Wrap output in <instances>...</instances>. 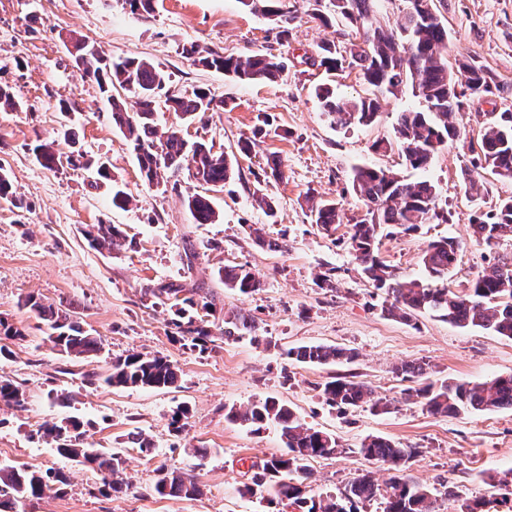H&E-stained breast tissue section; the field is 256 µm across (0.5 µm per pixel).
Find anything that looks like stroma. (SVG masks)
<instances>
[{
	"label": "stroma",
	"instance_id": "obj_1",
	"mask_svg": "<svg viewBox=\"0 0 512 512\" xmlns=\"http://www.w3.org/2000/svg\"><path fill=\"white\" fill-rule=\"evenodd\" d=\"M448 30V56L475 58L497 86L490 101L467 103L461 140L442 150L424 172L407 168L399 149L378 152L377 140L393 135L400 112L421 109L410 88L383 100L369 126H331L313 94L326 82L323 68L306 64L325 42L345 48L342 25L314 19V0H290L294 21L288 39H279L265 18L244 10L239 0H157L149 17L137 18L120 0H0V84L11 87L18 109L0 108V169L9 173L22 207L0 200V317L26 328L25 340L11 342L14 356L0 361V376L20 385L23 407L0 404V465L53 468L68 482L61 490L25 502H9L10 512H261L240 488L253 475L252 463L281 455L274 428L251 432L225 420L226 408L274 397L287 402L308 426L338 440L337 454L310 463L309 495L336 492L366 472L388 480L389 464L358 452L361 441L381 436L415 454L404 470L429 487L451 486L438 496L436 512H457L462 501L492 500L495 474L512 469V408L473 411L456 417L435 415L407 399V382L395 369L424 364L434 380L482 383L512 375V340L481 329L460 328L430 313L411 322L384 316L382 295L361 275L347 246L351 224L364 210L350 185L358 165L401 172L435 185L447 221L416 231L382 236L380 256L400 276L423 277L420 257L434 240L461 242L450 288H467L473 274L496 255H511L512 241L495 248L476 243L470 225L477 210L493 209L512 196V181L487 178L473 202L464 173L471 155L463 138L475 136L477 116L512 112V0H435ZM80 38L105 55L145 58L171 75L172 90L202 88L229 109L185 123L159 109V130L175 127L191 140L236 154L234 178L209 195L220 218L194 223L184 200L197 190L188 175L177 187L142 182L134 154L112 121L97 84L84 77L65 46ZM214 49L227 56L270 53L287 62L273 82L240 83L223 72L195 65L184 48ZM67 103L69 112L59 109ZM76 133L79 151L105 163L107 177L84 168L50 170L35 159L39 141L56 139L63 127ZM251 139L250 155H237V143ZM277 155L283 179L270 176L269 155ZM133 196L124 209L113 207L112 190ZM262 191L274 216L254 206ZM339 201L345 212L334 232L313 223L306 194ZM118 224L130 242L112 252L89 246L85 225ZM263 226L277 250L257 245L248 234ZM244 264L263 279L259 291L242 295L225 288L217 270ZM331 274L333 287L319 278ZM195 283L214 305V325L231 311L252 315L256 336L215 338L206 350L173 338L166 298L150 295L161 283ZM32 294L43 302L76 311L85 328L102 339L90 358L60 355L44 343L37 321L21 306ZM332 344L357 352L351 364L307 366L290 360L288 348ZM148 352L176 362L181 376L166 389L113 388L86 383V374H103L113 358ZM347 377L367 384L375 397L390 401L389 412L369 408L340 411L321 396L326 381ZM188 406L181 434L172 435L174 410ZM69 415L89 420L85 439L102 449H121L126 459L123 492L104 487L92 469L68 460L36 436L47 422ZM141 431L155 444L147 459L127 442ZM206 449L198 457L197 449ZM196 477L202 493L194 499L162 498L154 493L159 470Z\"/></svg>",
	"mask_w": 512,
	"mask_h": 512
}]
</instances>
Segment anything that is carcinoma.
<instances>
[{
    "instance_id": "carcinoma-1",
    "label": "carcinoma",
    "mask_w": 512,
    "mask_h": 512,
    "mask_svg": "<svg viewBox=\"0 0 512 512\" xmlns=\"http://www.w3.org/2000/svg\"><path fill=\"white\" fill-rule=\"evenodd\" d=\"M379 0H328L325 9L314 16L329 26L342 23L354 32L349 56L360 68L364 81L381 93L396 94L411 86L415 97L424 101V110H404L394 127V138L375 144L378 150L400 147L407 166L427 169L448 144L460 136L459 118L465 100H480L493 93L492 78L483 67L468 58L448 64V29L441 21L434 0H408L409 7L396 25L383 26L377 18ZM250 13L260 15L278 29L279 37L288 38L293 20L288 0H239ZM68 53L84 76L94 80L111 107L112 117L127 145L136 156L141 178L148 184H160L187 170L202 186H224L230 181L237 164L236 156L213 150L203 141L185 138L171 128L158 130L154 113L164 104L184 122L194 121L199 114L215 107L228 106V101L215 104L210 94L196 89L188 95L167 94L158 101L169 74L159 66L139 58L114 60L102 54L85 40L72 41ZM187 54L205 68L222 71L239 82L273 81L284 72V61L272 54L253 53L246 56H224L217 51L191 49ZM319 66L326 71L343 68L344 57L336 44L324 43L317 54ZM122 89L128 96L114 94ZM322 112L330 123L340 127L353 124L368 126L380 114L379 99L374 97H341L327 86L315 89ZM474 154L467 171L466 189L472 193L490 173L512 181V113L502 112L499 118L483 124L477 139L469 141ZM36 160L53 169L76 165L70 155H63L53 143L33 147ZM352 190L362 201L363 217L351 225L349 248L365 278L382 291V313L410 322L419 311L459 327H478L496 336L512 339V259L499 258L484 266L469 281L466 291L459 293L448 286V276L455 267L460 243L454 237H442L429 243L423 253V279H406L379 256V234L386 227L403 233L411 232L431 219L448 221V213L439 207L435 186L427 180L408 182L399 175L381 168L359 165L351 175ZM313 223L325 232L343 221L342 205L333 200L306 197ZM185 206L197 224H213L219 214L209 196L194 193L185 198ZM472 237L479 244L492 246L502 239H512V196L500 201L492 214L477 216L472 224ZM89 245L98 250H111L127 240L124 230L116 224H93L83 230ZM224 287L244 295L262 288L258 273L245 265H226L218 269ZM153 295H164L175 308L172 324L181 340L192 348H206L212 341L210 322L189 311L199 307L212 311L213 304L198 299L199 289L185 284H166L150 289ZM24 307L44 326V340L52 348L68 356L90 357L102 349L101 338L83 327L76 312L47 305L28 294ZM256 332V321L250 315L236 313L224 319V336H242ZM24 330L0 318V341L23 340ZM286 356L300 363L331 365L351 363L356 354L328 344L294 347ZM402 380L416 383L407 389L410 397L435 415H457L466 410L486 411L512 407V376H499L478 384L433 381L422 364H405L396 369ZM179 367L173 361L150 353L132 352L112 360L106 376L98 380L112 387L168 388L177 384ZM326 405L340 410L368 405L374 412L389 409L371 399V389L361 382L336 379L322 388ZM23 392L14 380L0 376V404L19 407ZM230 422L260 431L268 425L276 427L286 452L251 465V482L243 485L241 495L256 498L271 509L282 504L295 512H357L355 504L377 497L384 500V512H435L433 490L402 476L391 478L380 487L369 475L349 483L340 494L318 498L307 495L305 481L308 463L334 454L339 447L336 438L301 422L293 408L276 398L254 401L245 407H231L224 414ZM85 422L76 416L46 423L37 431L39 438L51 443L58 455L88 463L102 484L120 492L125 459L118 451L94 448L83 442ZM130 442L145 458L154 454L151 439L140 431L129 434ZM358 453L369 460L391 463L400 471L415 454L412 448H401L378 436L366 438ZM67 483L61 471L0 467V496L15 501L40 498L53 487ZM154 491L162 496L192 498L200 493L192 475L161 472Z\"/></svg>"
}]
</instances>
